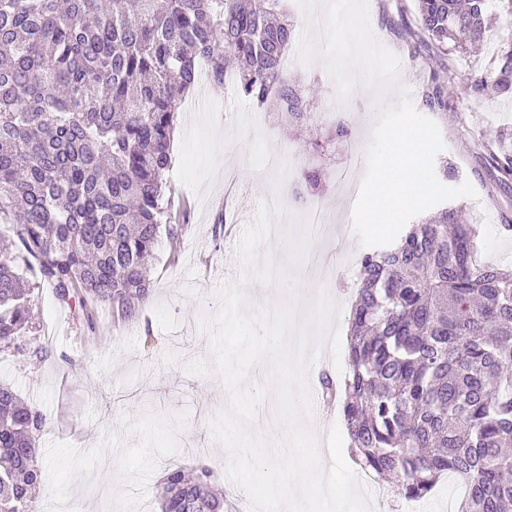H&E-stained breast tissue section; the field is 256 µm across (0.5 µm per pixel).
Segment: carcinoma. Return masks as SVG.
<instances>
[{
	"mask_svg": "<svg viewBox=\"0 0 512 512\" xmlns=\"http://www.w3.org/2000/svg\"><path fill=\"white\" fill-rule=\"evenodd\" d=\"M282 0H0V220L16 225L0 246V343L22 336L32 283L17 251L34 259L60 304L93 324L90 303L132 314L153 281L146 259L160 235L179 240L188 211L167 172L176 115L198 82L237 78L256 107L300 122L304 102L283 79L293 41ZM489 0H417L436 57L482 45ZM476 95L512 99V36L495 67L472 79ZM448 68L419 97L442 112ZM512 176V155L484 144ZM322 191L317 169L299 177ZM477 228L444 207L364 253L351 306L348 370L322 377L340 395L350 449L373 477L396 478L422 500L445 474L464 482L460 512H512V272L473 259ZM45 415L0 383V512H35L42 468L36 433ZM213 471L171 467L160 512H224Z\"/></svg>",
	"mask_w": 512,
	"mask_h": 512,
	"instance_id": "carcinoma-1",
	"label": "carcinoma"
}]
</instances>
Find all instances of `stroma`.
Masks as SVG:
<instances>
[{
	"label": "stroma",
	"mask_w": 512,
	"mask_h": 512,
	"mask_svg": "<svg viewBox=\"0 0 512 512\" xmlns=\"http://www.w3.org/2000/svg\"><path fill=\"white\" fill-rule=\"evenodd\" d=\"M370 28L401 61L400 81L419 92L439 59L407 33L418 30L415 0H368ZM494 47L448 57V110L435 115L443 151L436 168L448 167L449 185L470 182L477 199L450 200L468 223L479 225L476 255L480 261L512 270V177L498 181L483 139L512 134V100L474 98V74L490 69ZM284 76L309 102V117L299 128L284 115L257 108L235 87L198 82L186 96L172 141L167 174L174 197L191 205L189 224L178 245L159 239L151 260L154 288L134 316L101 306L86 324L61 306L53 288L29 272L34 299L32 324L14 342L0 344V381L46 415L36 441L43 480L36 512H159L157 488L173 466L205 464L219 487L229 485L226 454L214 442L209 423L225 402L217 377L188 373L193 361L209 362L207 338L198 330L201 312L213 311L216 285L236 279V245L258 205L272 196L299 212L295 178L319 169L326 177L320 198L330 221L317 238L316 253L324 265L336 266L331 292L346 312L359 277L363 252L344 230L353 206L336 178L349 159L351 146L366 148L377 116L375 95L357 88L336 111L350 128L345 139L332 138L333 125L321 121L336 97L335 85L322 62L285 69ZM290 154L292 167L266 170L261 157L267 145ZM225 214L221 237H214L218 214ZM385 507L372 512H448L449 499H461L462 485L440 481L433 495L414 502L395 484H387Z\"/></svg>",
	"instance_id": "obj_1"
}]
</instances>
